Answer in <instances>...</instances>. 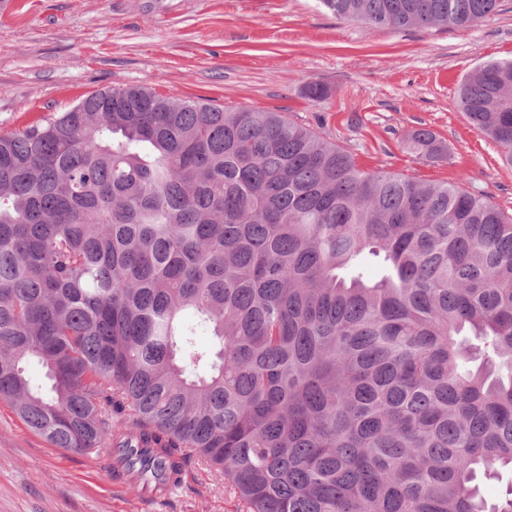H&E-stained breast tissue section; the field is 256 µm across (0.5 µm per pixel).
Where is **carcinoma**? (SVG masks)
<instances>
[{
    "instance_id": "cac0c4a2",
    "label": "carcinoma",
    "mask_w": 512,
    "mask_h": 512,
    "mask_svg": "<svg viewBox=\"0 0 512 512\" xmlns=\"http://www.w3.org/2000/svg\"><path fill=\"white\" fill-rule=\"evenodd\" d=\"M320 2L392 29L499 6ZM457 102L512 165V59ZM406 144L447 155L426 129ZM0 400L137 492L194 462L242 512H512L474 484L512 466V211L361 171L281 112L93 92L0 134Z\"/></svg>"
}]
</instances>
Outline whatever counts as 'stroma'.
<instances>
[{
  "label": "stroma",
  "mask_w": 512,
  "mask_h": 512,
  "mask_svg": "<svg viewBox=\"0 0 512 512\" xmlns=\"http://www.w3.org/2000/svg\"><path fill=\"white\" fill-rule=\"evenodd\" d=\"M0 12V133L111 86L144 85L235 110L261 107L319 132L363 171L460 183L512 207V167L456 99L477 65L512 58V0L467 27H368L319 0H13ZM328 90L308 100L304 88ZM424 128L448 148L405 147ZM106 452L49 445L0 401V512H237L194 464L155 501L116 483Z\"/></svg>",
  "instance_id": "obj_1"
}]
</instances>
